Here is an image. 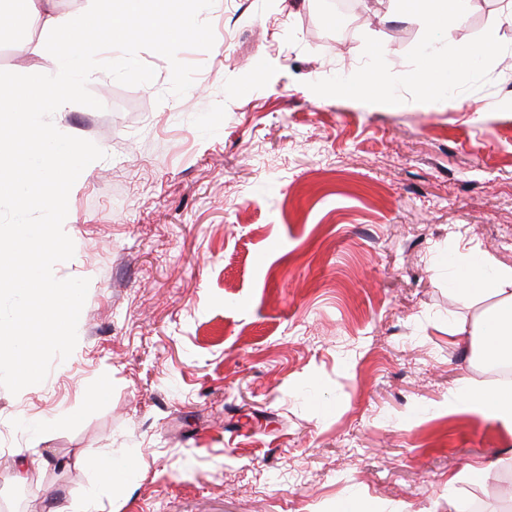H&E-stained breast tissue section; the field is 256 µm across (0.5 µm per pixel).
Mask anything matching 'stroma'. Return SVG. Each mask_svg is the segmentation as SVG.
<instances>
[{
    "label": "stroma",
    "instance_id": "35a3bbf8",
    "mask_svg": "<svg viewBox=\"0 0 512 512\" xmlns=\"http://www.w3.org/2000/svg\"><path fill=\"white\" fill-rule=\"evenodd\" d=\"M317 2L215 0L185 95L144 50L153 82L97 71L101 109L54 114L105 153L53 269L90 285L71 356L0 386V512H501L512 428L454 400L499 381L449 331L478 308L448 276L472 250L512 266V26L481 88L376 106L309 85L357 70L368 36L406 73L420 24L356 0L339 37ZM511 9L471 0L449 44ZM44 17L0 34V70L54 69L30 50Z\"/></svg>",
    "mask_w": 512,
    "mask_h": 512
}]
</instances>
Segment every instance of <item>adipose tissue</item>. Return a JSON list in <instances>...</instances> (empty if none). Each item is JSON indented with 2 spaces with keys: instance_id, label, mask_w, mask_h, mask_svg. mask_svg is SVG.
<instances>
[{
  "instance_id": "obj_1",
  "label": "adipose tissue",
  "mask_w": 512,
  "mask_h": 512,
  "mask_svg": "<svg viewBox=\"0 0 512 512\" xmlns=\"http://www.w3.org/2000/svg\"><path fill=\"white\" fill-rule=\"evenodd\" d=\"M449 291L484 300L473 321H460L456 335L477 342L481 356L489 362L512 360V267L497 264L493 257L469 255L448 282ZM462 400L469 408L490 412L512 426V387L500 385L491 390L466 388Z\"/></svg>"
}]
</instances>
